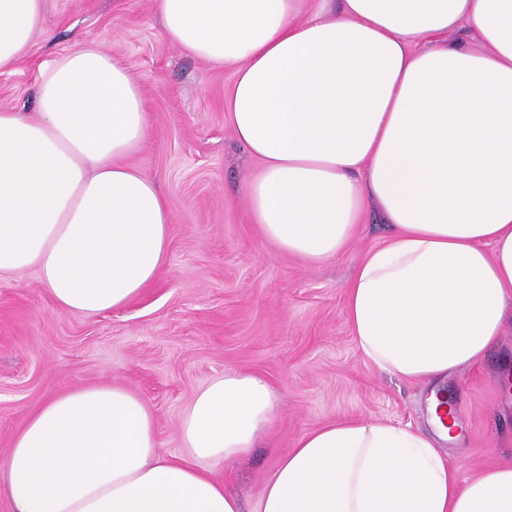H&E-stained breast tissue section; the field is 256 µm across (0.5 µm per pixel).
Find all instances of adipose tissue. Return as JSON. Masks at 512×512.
<instances>
[{"mask_svg":"<svg viewBox=\"0 0 512 512\" xmlns=\"http://www.w3.org/2000/svg\"><path fill=\"white\" fill-rule=\"evenodd\" d=\"M168 42L232 67L224 107L261 163L251 215L282 253L341 254L368 207L393 225L346 287L365 359L419 384L482 361L512 321V0H152ZM44 0H0V74L28 54ZM467 24L473 42L450 35ZM33 112L0 110V273L35 270L63 312L99 315L158 275L170 210L129 165L140 87L94 42L41 68ZM429 430L336 422L298 436L250 507L213 467L254 447L280 404L227 371L163 453L120 385L45 399L5 459L16 512H512V460L463 478Z\"/></svg>","mask_w":512,"mask_h":512,"instance_id":"adipose-tissue-1","label":"adipose tissue"}]
</instances>
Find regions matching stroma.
<instances>
[{
  "instance_id": "stroma-1",
  "label": "stroma",
  "mask_w": 512,
  "mask_h": 512,
  "mask_svg": "<svg viewBox=\"0 0 512 512\" xmlns=\"http://www.w3.org/2000/svg\"><path fill=\"white\" fill-rule=\"evenodd\" d=\"M29 57L0 75V108L32 112L41 68L95 40L139 82L149 119L132 163L156 180L171 213L165 262L141 294L111 312L59 311L35 270L0 274V459L49 395L119 383L150 407L161 448L183 455L179 422L194 394L227 370L259 375L281 395L254 448L216 474L250 502L296 437L345 419L425 427L427 386L380 372L359 351L344 315L345 286L364 253L392 234L367 209L351 246L310 266L263 241L245 187L260 164L227 122L231 68L164 40L151 0H46ZM512 323L482 362L443 388L460 436L445 443L467 477L512 457Z\"/></svg>"
}]
</instances>
